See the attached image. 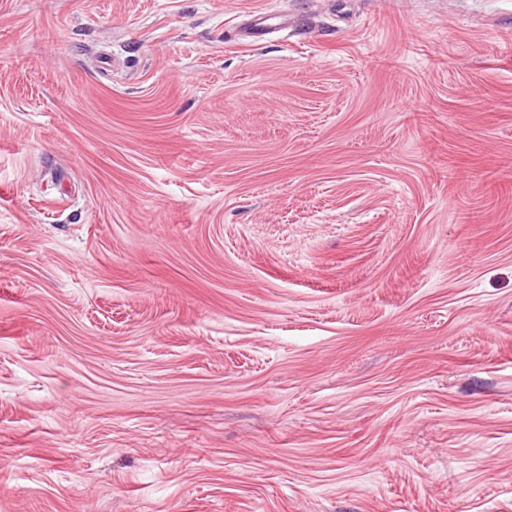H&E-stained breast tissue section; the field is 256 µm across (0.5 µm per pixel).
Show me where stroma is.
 Segmentation results:
<instances>
[{
	"instance_id": "35a3bbf8",
	"label": "stroma",
	"mask_w": 512,
	"mask_h": 512,
	"mask_svg": "<svg viewBox=\"0 0 512 512\" xmlns=\"http://www.w3.org/2000/svg\"><path fill=\"white\" fill-rule=\"evenodd\" d=\"M0 512H512V0H0ZM249 20L242 38L248 42H255L264 37L273 29L292 28L296 25L295 16L283 10H261L249 12Z\"/></svg>"
}]
</instances>
